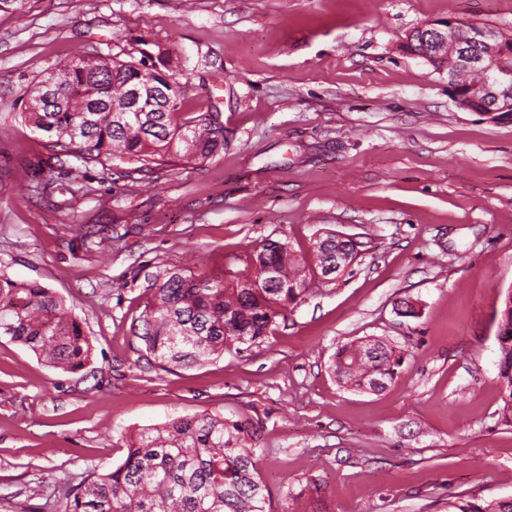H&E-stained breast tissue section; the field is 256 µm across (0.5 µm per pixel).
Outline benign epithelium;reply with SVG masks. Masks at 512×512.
Here are the masks:
<instances>
[{"label":"benign epithelium","mask_w":512,"mask_h":512,"mask_svg":"<svg viewBox=\"0 0 512 512\" xmlns=\"http://www.w3.org/2000/svg\"><path fill=\"white\" fill-rule=\"evenodd\" d=\"M425 40L434 47V53L451 62L448 69V90L452 99L462 108L471 111L473 104L481 102L478 111L506 113L504 121L512 122V76L495 71V61L506 47L495 42L494 37L482 33L475 41L483 50L472 53L465 50L468 38L456 21L436 24L426 34ZM480 70L484 81L478 87L469 84L470 74Z\"/></svg>","instance_id":"1"}]
</instances>
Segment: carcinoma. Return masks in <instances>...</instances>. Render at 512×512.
<instances>
[{"label":"carcinoma","instance_id":"cac0c4a2","mask_svg":"<svg viewBox=\"0 0 512 512\" xmlns=\"http://www.w3.org/2000/svg\"><path fill=\"white\" fill-rule=\"evenodd\" d=\"M124 62L98 54L60 62L28 91L23 116L51 147L75 160L71 173L112 161L149 171L172 158L204 160L224 149L213 113L177 121L187 84L161 69L165 53L139 50ZM357 257L336 233L318 235L311 254L288 240L266 239L224 263V277L170 269L153 284L134 328L141 358L161 370L202 365L224 350L260 342L288 308L318 282H336L326 266L336 251ZM498 378L512 416V291L499 317ZM0 338L18 342L49 366L75 373L92 360L81 320L50 289L0 277ZM403 352L379 340L340 346L331 372L353 390L380 391L403 365ZM256 432L247 421L202 413L177 416L130 437L124 460L94 470L65 494L62 512H266V486L255 466ZM448 512H512V502L455 497Z\"/></svg>","mask_w":512,"mask_h":512}]
</instances>
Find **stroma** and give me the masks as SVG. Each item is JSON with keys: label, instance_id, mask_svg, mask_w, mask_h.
I'll list each match as a JSON object with an SVG mask.
<instances>
[{"label": "stroma", "instance_id": "1", "mask_svg": "<svg viewBox=\"0 0 512 512\" xmlns=\"http://www.w3.org/2000/svg\"><path fill=\"white\" fill-rule=\"evenodd\" d=\"M512 38V0H31L0 12V275L81 317L83 371L0 339V512H60L138 429L213 413L258 425L268 512H448L512 498L498 379L512 289V122L460 108L447 68L403 50L446 20ZM158 44L217 112L224 148L152 172L88 166L72 183L21 117L61 57ZM350 236L336 284L247 351L191 368L137 361L132 324L156 277L219 276L262 240ZM413 313H406V305ZM403 349L379 392L343 387L342 344ZM451 499H448V512H512V502H502L501 499L481 501L459 496Z\"/></svg>", "mask_w": 512, "mask_h": 512}]
</instances>
